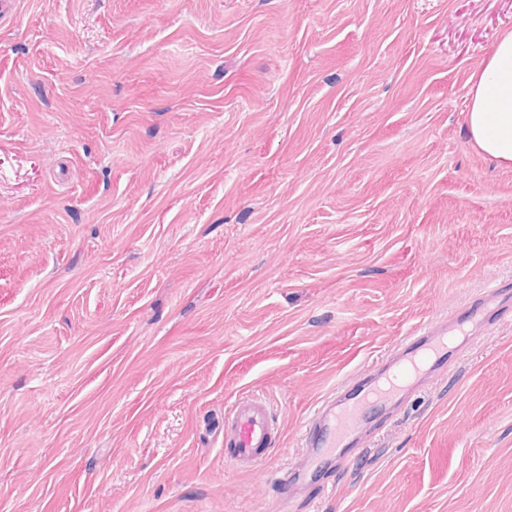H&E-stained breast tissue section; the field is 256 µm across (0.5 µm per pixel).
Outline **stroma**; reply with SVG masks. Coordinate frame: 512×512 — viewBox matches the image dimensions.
Returning <instances> with one entry per match:
<instances>
[{
    "label": "stroma",
    "mask_w": 512,
    "mask_h": 512,
    "mask_svg": "<svg viewBox=\"0 0 512 512\" xmlns=\"http://www.w3.org/2000/svg\"><path fill=\"white\" fill-rule=\"evenodd\" d=\"M12 2L0 512H274L326 396L512 284V168L465 128L512 0ZM288 512H512V306ZM276 432L266 400L254 395L241 396L224 418V447L230 461L245 469L267 465Z\"/></svg>",
    "instance_id": "1"
}]
</instances>
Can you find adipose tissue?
Wrapping results in <instances>:
<instances>
[{"mask_svg": "<svg viewBox=\"0 0 512 512\" xmlns=\"http://www.w3.org/2000/svg\"><path fill=\"white\" fill-rule=\"evenodd\" d=\"M470 84L469 140L481 153L512 167V31L498 39Z\"/></svg>", "mask_w": 512, "mask_h": 512, "instance_id": "adipose-tissue-1", "label": "adipose tissue"}]
</instances>
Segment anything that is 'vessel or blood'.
<instances>
[{
	"label": "vessel or blood",
	"instance_id": "1",
	"mask_svg": "<svg viewBox=\"0 0 512 512\" xmlns=\"http://www.w3.org/2000/svg\"><path fill=\"white\" fill-rule=\"evenodd\" d=\"M512 302V290L499 287L474 297L459 315L447 323L418 328L408 336L383 383L352 389L347 397H326L302 430L306 447L327 456L362 429L378 406L395 401L420 374L442 378L440 361L448 353L449 339L466 332L476 334L488 322L494 306ZM277 432L265 399L240 397L224 418V446L236 467L256 469L270 461L269 449Z\"/></svg>",
	"mask_w": 512,
	"mask_h": 512
}]
</instances>
